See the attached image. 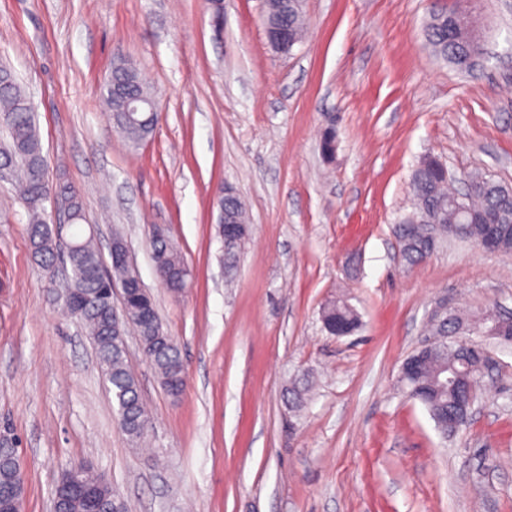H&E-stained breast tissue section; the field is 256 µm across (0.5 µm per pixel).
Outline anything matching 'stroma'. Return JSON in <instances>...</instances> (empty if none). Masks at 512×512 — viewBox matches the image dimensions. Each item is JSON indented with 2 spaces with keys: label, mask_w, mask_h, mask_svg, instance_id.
Segmentation results:
<instances>
[{
  "label": "stroma",
  "mask_w": 512,
  "mask_h": 512,
  "mask_svg": "<svg viewBox=\"0 0 512 512\" xmlns=\"http://www.w3.org/2000/svg\"><path fill=\"white\" fill-rule=\"evenodd\" d=\"M223 2L217 26L210 0H0V61L32 98L49 182L79 195L102 254L124 237L186 367L169 395L126 331L149 417L132 443L92 340L59 313L64 259L35 257L0 182V427L19 448L23 512H50L84 461L127 512H512V346L474 335L495 368L452 438L398 382L439 300L512 312V253L443 242L411 268L394 235L424 159L458 185L481 173L512 187V0H304L287 52L266 38L265 0ZM439 9L483 40L472 71L426 45ZM122 59L158 102L138 144L100 106ZM227 186L249 225L231 272ZM159 233L190 270L181 294L158 274ZM336 298L360 316L351 335L323 327ZM304 379L296 413L288 388ZM82 471L86 472L89 475V479L85 482H79L77 481L74 476L68 472L65 471L59 482L57 483V486L60 489L61 496L59 495H52L51 497V512H65L63 510L64 501L67 499L66 495L64 494L66 486L72 485V484H84L88 485L91 488H94L96 490H108L112 493V486L111 483L108 481V479L105 477L103 473L98 471L93 465H82Z\"/></svg>",
  "instance_id": "1"
}]
</instances>
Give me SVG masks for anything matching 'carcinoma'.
<instances>
[{"label": "carcinoma", "mask_w": 512, "mask_h": 512, "mask_svg": "<svg viewBox=\"0 0 512 512\" xmlns=\"http://www.w3.org/2000/svg\"><path fill=\"white\" fill-rule=\"evenodd\" d=\"M265 28H283L288 31L289 41L296 44L303 32V16L300 0H267L263 18ZM424 38L433 53L458 68L473 69L484 55V49L473 35L465 18L454 12L435 11L426 21ZM113 80L130 93L145 100L152 94L144 87L137 69L124 64L113 68ZM108 112L119 118L127 109L125 100L113 95L112 84H106L104 93ZM0 115L6 116L11 142L0 151V163L18 171L20 198L29 216V237L34 253L47 266L56 253V237L44 219L45 203L55 196L65 202L76 225L84 219L79 196L64 182L51 184L46 177L45 157L34 122V108L30 98L21 91L11 70L0 68ZM135 122L120 126L121 133L132 143H139L154 132L141 121L145 114H133ZM469 193L461 198L449 187L440 163L431 159L421 164L412 177V189L416 198V212L427 215L429 221L444 227H455L454 239L480 244L493 237L499 252H512V190L496 184L483 176L473 175L466 180ZM224 208L229 216L246 224L245 211L239 199L230 195L224 198ZM395 233L406 263L415 265L426 259L425 247L429 227L422 224H398ZM70 255L66 259L72 276L79 287L94 295L108 284L99 252L91 239L78 236L69 242ZM153 252L163 255L161 271L175 278L185 267L184 259L169 243L153 244ZM322 322L329 334L336 328L347 334L354 333L359 325L358 313L343 300H334L322 308ZM81 321L96 344L97 358L110 391L117 401L120 425L132 441L144 438L148 428V416L139 391V382L128 369L125 348L121 339L112 336V302L88 308ZM465 319L453 316L444 324L434 323L438 336H456ZM146 357L152 364L163 387L183 391L185 363L175 340L161 326L159 319L150 324H136ZM464 356L455 346L439 350L418 380L403 379L401 386L412 398L427 406L442 434L450 437L458 430L447 424V412L453 410L459 400V391L453 385L444 386L437 380V372L443 368L464 369ZM13 496L23 501L24 482L19 467L18 449L0 451V498Z\"/></svg>", "instance_id": "obj_1"}]
</instances>
